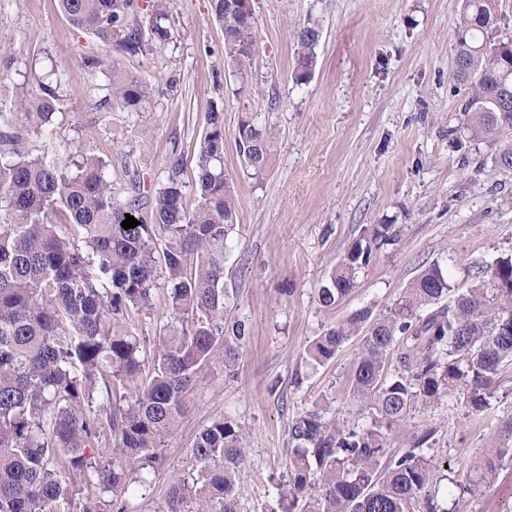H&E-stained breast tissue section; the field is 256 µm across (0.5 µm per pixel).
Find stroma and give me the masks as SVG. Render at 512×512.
Here are the masks:
<instances>
[{
	"mask_svg": "<svg viewBox=\"0 0 512 512\" xmlns=\"http://www.w3.org/2000/svg\"><path fill=\"white\" fill-rule=\"evenodd\" d=\"M462 0H253L251 69L257 91L239 97L224 63V29L211 0H175L173 39L147 56L109 48L74 28L57 0H0V31L13 59L7 99L53 79L60 102L53 123L31 137L32 153L100 157L119 197L154 196L164 182L171 146L183 151L186 204L195 207L194 150L211 110L224 114V170L237 193L234 248L224 270L231 319L247 334L233 372L215 369L189 395V408L162 442V463L133 512H165L172 485L190 482L197 431L222 417L237 423L246 458L239 470L237 512H279L288 479L293 419L326 405L344 430L372 426L375 410H359L351 374L361 349L355 335L335 358L308 365L314 336L360 310L387 312L407 285L433 263L459 289L479 271L512 254V171L494 157L512 143L469 141L455 86L454 36ZM322 34L309 80L295 84V34L308 19ZM110 59L153 87L146 111L111 108L101 73L80 60ZM260 113L275 130L272 164L262 180L248 178L234 130L242 111ZM391 225L395 240L379 245L336 306L319 290L352 244L373 226ZM170 320L164 284L152 307L129 323L154 352ZM427 435L432 479L425 490L460 512H512V458L495 485L455 502L454 481L476 476L485 450L512 448V365L504 366L490 405L472 416L455 399L413 410L389 430L392 453Z\"/></svg>",
	"mask_w": 512,
	"mask_h": 512,
	"instance_id": "1",
	"label": "stroma"
}]
</instances>
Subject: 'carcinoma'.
Listing matches in <instances>:
<instances>
[{
	"instance_id": "obj_1",
	"label": "carcinoma",
	"mask_w": 512,
	"mask_h": 512,
	"mask_svg": "<svg viewBox=\"0 0 512 512\" xmlns=\"http://www.w3.org/2000/svg\"><path fill=\"white\" fill-rule=\"evenodd\" d=\"M59 0L69 23L131 56H145L172 36V0ZM237 0H212L224 28V64L246 78L254 21L235 15ZM497 16L485 0H463L454 45L453 79L469 87L463 104L475 140L512 129V40L492 35ZM318 23L297 32L295 81L315 65ZM83 65L109 79L111 106L138 111L152 88L117 73L98 56ZM59 104L43 81L0 111V512H130V500L156 469L157 448L187 412L188 393L211 367L233 371L246 324L225 317L224 265L236 219L235 195L224 172V113L211 111L195 150L194 209L185 205L183 154L172 143L165 181L154 197L124 201L91 155L59 162L34 155L26 140L48 127ZM250 176L266 174L274 134L253 112L241 113L236 134ZM140 225L124 229L125 215ZM390 226L357 241L319 291L332 307L354 288L373 255L372 243ZM164 243L157 249L156 241ZM490 278L464 291L434 263L393 307L373 322L369 312L315 337L312 364L330 360L364 331L352 394L377 419L363 431H344L312 410L291 425L295 443L282 490V512L304 502L306 512H411L431 480L422 454L429 435L390 455L386 433L416 409L442 398L460 400L477 415L502 367L512 361V254L488 269ZM164 277L175 323L143 375L144 340L127 323L148 310ZM454 294L445 306L442 298ZM197 478L170 489L167 512H236L234 487L245 459L242 431L219 417L195 435ZM503 451L481 461L491 483ZM84 484L81 507H71L63 477ZM318 481H313L314 475Z\"/></svg>"
}]
</instances>
